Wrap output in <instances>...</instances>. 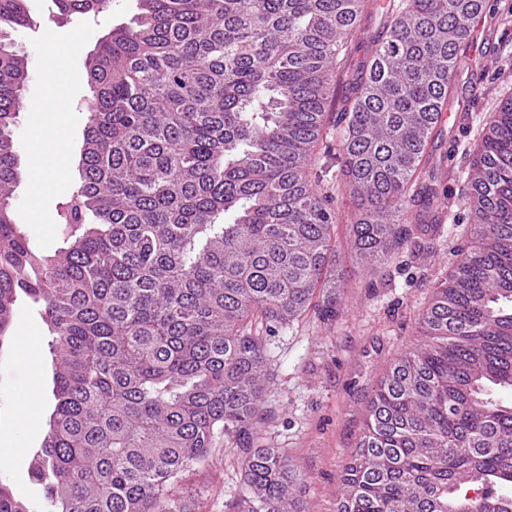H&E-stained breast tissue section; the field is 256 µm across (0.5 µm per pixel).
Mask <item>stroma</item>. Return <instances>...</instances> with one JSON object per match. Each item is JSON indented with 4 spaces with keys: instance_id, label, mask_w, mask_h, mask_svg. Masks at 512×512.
Masks as SVG:
<instances>
[{
    "instance_id": "1",
    "label": "stroma",
    "mask_w": 512,
    "mask_h": 512,
    "mask_svg": "<svg viewBox=\"0 0 512 512\" xmlns=\"http://www.w3.org/2000/svg\"><path fill=\"white\" fill-rule=\"evenodd\" d=\"M33 24L12 38L27 63L24 99L16 117L19 180L13 196L16 221L31 243L45 251L62 244L56 211L33 213L35 177L49 180L52 201L62 200L79 177L76 165L62 166L58 143L78 156L85 121L78 104L88 91L85 60L115 25L130 22L136 0H109L97 17L63 20L53 0H29ZM69 75L60 92L64 119L41 122L34 104L44 96L51 51ZM462 64L445 107L446 118L431 144L436 188L458 200L453 173L467 167L465 153L478 128L496 108L503 89L512 87V0H487L474 37L460 50ZM336 263L345 273L342 309L336 321L308 316L280 330L270 345L274 380L261 424L272 447L282 449L301 481V512H336L341 475L365 424L369 397L393 360L417 342L416 321L430 300L432 284L445 273L451 252L462 244L460 231L445 227L434 250L415 256L401 252L387 266L363 268L349 243L353 204L340 197ZM50 339L37 304L18 296L12 339L0 352V475L17 499L34 512L43 493L31 482L28 451L40 448L54 409ZM240 451L217 448L209 460L183 476L180 495L193 512H235L243 485Z\"/></svg>"
}]
</instances>
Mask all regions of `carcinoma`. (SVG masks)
<instances>
[{
	"instance_id": "1",
	"label": "carcinoma",
	"mask_w": 512,
	"mask_h": 512,
	"mask_svg": "<svg viewBox=\"0 0 512 512\" xmlns=\"http://www.w3.org/2000/svg\"><path fill=\"white\" fill-rule=\"evenodd\" d=\"M54 2L87 17L103 0ZM138 5L87 57L79 182L57 204L65 246L45 253L12 210L28 72L11 32L32 20L28 0H0V348L22 292L51 336L55 405L29 464L46 512H185L182 474L225 443L244 454L238 512H297V475L258 425L272 338L342 306L333 169L364 262L448 219L474 239L432 286L424 343L370 397L336 512H509L512 407L488 391L512 389V89L454 173L466 221L414 213L437 196L428 143L485 0ZM0 512H31L1 478ZM386 23V17L381 12L368 16L365 20V26L367 29V40L361 47L354 53L352 60V66L350 70V77L356 75L360 71L363 62L367 61L369 57V51L371 48V40L375 35L380 34L383 31L384 24Z\"/></svg>"
}]
</instances>
